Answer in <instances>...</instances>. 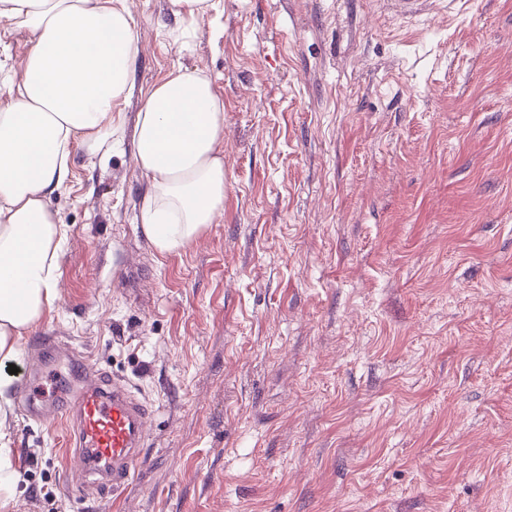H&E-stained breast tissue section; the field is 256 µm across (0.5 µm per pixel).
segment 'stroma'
Listing matches in <instances>:
<instances>
[{"label": "stroma", "instance_id": "35a3bbf8", "mask_svg": "<svg viewBox=\"0 0 512 512\" xmlns=\"http://www.w3.org/2000/svg\"><path fill=\"white\" fill-rule=\"evenodd\" d=\"M188 47L130 0L141 96L224 101V212L177 254L136 224L131 139L76 153L42 339L152 408L118 499L68 490L14 407L12 512H512V0H212ZM30 35L0 20V98Z\"/></svg>", "mask_w": 512, "mask_h": 512}]
</instances>
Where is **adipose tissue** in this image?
<instances>
[{"label":"adipose tissue","instance_id":"ef3b65f1","mask_svg":"<svg viewBox=\"0 0 512 512\" xmlns=\"http://www.w3.org/2000/svg\"><path fill=\"white\" fill-rule=\"evenodd\" d=\"M173 43L195 32L211 0H169ZM0 19L33 35L10 98L0 102V367L60 296L68 229L49 205L74 150L106 157L131 137L145 181L137 222L161 255L193 243L224 209V101L208 75L181 67L149 89L134 122L140 46L125 0H0ZM10 378L0 375V512L14 496Z\"/></svg>","mask_w":512,"mask_h":512}]
</instances>
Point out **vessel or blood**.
Segmentation results:
<instances>
[{"instance_id": "obj_1", "label": "vessel or blood", "mask_w": 512, "mask_h": 512, "mask_svg": "<svg viewBox=\"0 0 512 512\" xmlns=\"http://www.w3.org/2000/svg\"><path fill=\"white\" fill-rule=\"evenodd\" d=\"M67 358L71 379L49 399L38 400L36 383ZM23 411L41 422L65 423L76 470L94 491L120 493L145 460L144 440L150 410L123 380L112 377L84 356L63 353L55 338L42 350L39 370L18 375Z\"/></svg>"}]
</instances>
